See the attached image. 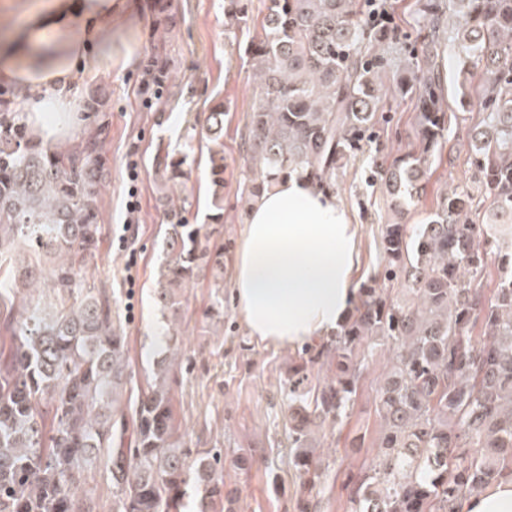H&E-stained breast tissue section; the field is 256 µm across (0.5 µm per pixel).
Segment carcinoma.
I'll list each match as a JSON object with an SVG mask.
<instances>
[{
  "label": "carcinoma",
  "instance_id": "carcinoma-1",
  "mask_svg": "<svg viewBox=\"0 0 512 512\" xmlns=\"http://www.w3.org/2000/svg\"><path fill=\"white\" fill-rule=\"evenodd\" d=\"M366 2L267 0L263 33L247 46L259 86L244 134L247 205L285 175L335 188L336 172L368 138L386 96L379 74L388 61L379 50L392 36L366 20ZM449 12L458 20L462 68L481 79L478 119L466 132L474 182L442 195L424 224L384 225L380 276L402 280L407 299L367 282L339 328L305 344L288 376V466L311 492L324 475L311 427L345 415L368 358L392 350L376 405L375 456L350 491L349 512H462L465 499L512 478V0H426L423 62L395 80L415 98L421 150L375 162L373 180L405 213L458 119L438 65ZM245 25L241 0H224L225 29ZM20 96L0 91V253L10 254L12 288L28 297L12 323L17 343L0 353V512H100L94 494L78 486L104 448L118 488L114 512H182L189 486L196 512H216L222 452L211 448L191 463L173 439L164 387L172 356L154 363L156 383L136 409L134 447H113L125 336L112 320V300L78 279L99 240L108 123L97 121L74 148L44 147L17 109ZM199 136L208 151L206 220L222 224L223 102L211 107ZM188 159L156 150L152 169L162 189L185 187ZM480 197L488 205L476 224L470 215ZM18 240L51 256L52 266L33 265L15 250ZM491 257L500 276L487 297L480 279ZM207 269L224 287V248H210L200 225L177 219L153 288L164 319H180L186 288ZM45 284L71 304L42 307L35 293ZM478 320L486 340L477 345ZM323 359L333 370L314 388L312 370ZM46 397L54 404L49 429L36 409Z\"/></svg>",
  "mask_w": 512,
  "mask_h": 512
}]
</instances>
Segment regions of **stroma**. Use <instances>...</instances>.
Segmentation results:
<instances>
[{"label":"stroma","mask_w":512,"mask_h":512,"mask_svg":"<svg viewBox=\"0 0 512 512\" xmlns=\"http://www.w3.org/2000/svg\"><path fill=\"white\" fill-rule=\"evenodd\" d=\"M133 10L115 45L133 47L135 65L98 67L81 85L105 102L109 136L107 167L99 193L101 237L84 278L106 290L127 338L130 379L116 404L127 424L134 406L152 381L154 360L175 347L180 356L172 368L170 389L174 437L189 454L209 448L224 453V500L217 512H296L305 489L288 466V405L284 390L296 352L249 336L232 301L224 303V320L214 323L205 312L215 299L210 276L199 277L187 290L186 313L169 329L154 306L151 290L170 227L171 202L154 180L151 159L157 147L189 151L191 174L184 215L202 225L210 245L224 249V274L232 276L238 239L248 221L240 198L244 150L242 133L257 91L245 49L262 33L265 0H244L246 30L224 29V0H171L174 22H160L157 0H129ZM423 0H386L393 17L389 29L397 45L416 46L422 26ZM165 50L169 84L154 83L148 60L155 47ZM396 56L381 81L387 97L382 118L362 150L339 173L336 197L357 224V280L365 282L383 265L380 231L393 223L381 188L369 176L378 151L397 156L417 151L416 109L411 95L394 90L392 74L407 68ZM224 102V221H205L206 156L190 149V126L204 121L213 100ZM466 121L454 122L443 157L434 162L404 221L423 224L443 193L472 183ZM137 159V173L128 162ZM140 204V221L126 225L129 196ZM388 352L376 353L360 378L354 402L339 423L315 429L313 440L327 470L312 512H345L350 489L373 457L380 423L374 412L377 389ZM251 460L239 470V455Z\"/></svg>","instance_id":"35a3bbf8"}]
</instances>
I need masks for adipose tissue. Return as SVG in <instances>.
Instances as JSON below:
<instances>
[{
	"label": "adipose tissue",
	"instance_id": "adipose-tissue-1",
	"mask_svg": "<svg viewBox=\"0 0 512 512\" xmlns=\"http://www.w3.org/2000/svg\"><path fill=\"white\" fill-rule=\"evenodd\" d=\"M15 23L0 31V86L30 99L35 140L56 143L83 129L77 88L93 61L111 63L104 25L127 0H10ZM355 229L334 194L280 178L254 204L233 264L232 294L248 334L293 349L335 330L357 298Z\"/></svg>",
	"mask_w": 512,
	"mask_h": 512
}]
</instances>
